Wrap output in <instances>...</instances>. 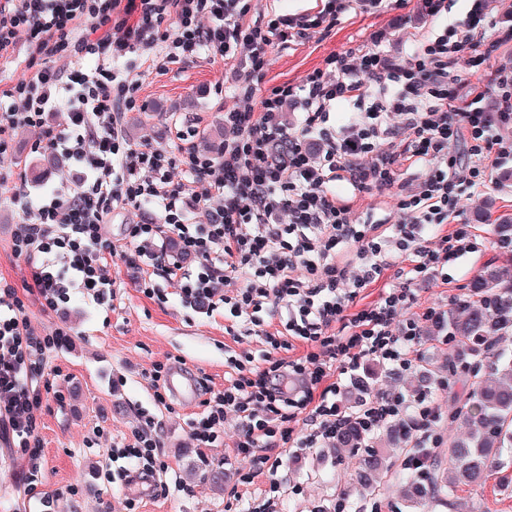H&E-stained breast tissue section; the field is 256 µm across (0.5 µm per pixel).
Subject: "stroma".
<instances>
[{"instance_id": "1", "label": "stroma", "mask_w": 512, "mask_h": 512, "mask_svg": "<svg viewBox=\"0 0 512 512\" xmlns=\"http://www.w3.org/2000/svg\"><path fill=\"white\" fill-rule=\"evenodd\" d=\"M469 8L468 0H448L447 13L435 18L407 16L394 9L375 14L353 11L328 36L274 53L267 81L299 82L330 52L356 46L379 30L388 34L386 51L402 55L408 48V32L428 34L462 23ZM126 70L138 80L139 97L148 104L146 110L127 117L125 131L132 140L169 146L175 122L196 113L202 118L196 141L201 148L211 147L205 133L224 119V96L218 90L224 81L223 61L173 64L159 73L143 74L131 64ZM493 178V184L464 200L461 207L459 221L475 228L477 250L450 267L451 284L423 285L418 307L447 309L453 299L469 293L473 279L485 267L512 271V253H500L493 245L495 224L502 216H512V168L495 170ZM13 189L10 183L0 187V277L19 285L27 266L12 251V231L23 220L22 212L8 200ZM110 274L120 284L112 305L97 304L77 292L54 311H43L35 302L29 306L31 324L38 332L61 328L70 335L68 344L47 359L52 382L65 400L49 403L37 413L43 468L36 492L27 493L22 463L13 459L11 449L0 446V512H38L43 493L58 494L57 512H127L126 499L134 492L139 495L137 512H242L244 502L234 497L233 488L250 464L229 457L237 437L235 420H228L218 447L198 452L190 425L200 406L177 402L167 410L156 405L150 374L155 364L181 361L201 382L220 390L228 356H262L261 337L251 331L249 322L195 314L183 305L177 286L167 281L158 283L164 301L147 298L135 285L137 271L122 261L113 262ZM418 350L412 370L376 366L374 390L408 394L416 369L429 360L444 362L448 347L442 340L425 337ZM142 410L156 413L162 423L159 453L169 469L159 480L169 486L165 497L121 482L110 484L98 476L110 463L112 444L131 438L136 414ZM351 464L348 458L320 459L312 451L288 459L275 476L284 489L281 512H316L320 507L332 512L336 486L346 480ZM214 470L223 471V485L207 480V473ZM346 512H409L405 484L384 477L379 492L354 494ZM433 512H512V457L506 458L501 475L458 492L450 504Z\"/></svg>"}]
</instances>
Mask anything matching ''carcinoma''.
<instances>
[{
	"instance_id": "obj_1",
	"label": "carcinoma",
	"mask_w": 512,
	"mask_h": 512,
	"mask_svg": "<svg viewBox=\"0 0 512 512\" xmlns=\"http://www.w3.org/2000/svg\"><path fill=\"white\" fill-rule=\"evenodd\" d=\"M443 332L448 333V359L420 368L414 392L434 396L442 391V367L459 377L461 392L448 397V424L465 433L448 438V466L432 463L408 477L412 509L429 510L449 501L461 487L483 484L501 465L504 451H512V351L501 346L512 333V276L504 269L486 268L472 293L449 304L425 335ZM386 437L395 448L412 447L404 422L388 425ZM368 441L366 432L352 422L332 445L336 458L347 453L354 458L347 484L337 488L342 501H349L354 490L375 492L381 474L392 472L387 452L366 447Z\"/></svg>"
}]
</instances>
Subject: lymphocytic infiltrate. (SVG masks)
I'll list each match as a JSON object with an SVG mask.
<instances>
[{"instance_id":"obj_1","label":"lymphocytic infiltrate","mask_w":512,"mask_h":512,"mask_svg":"<svg viewBox=\"0 0 512 512\" xmlns=\"http://www.w3.org/2000/svg\"><path fill=\"white\" fill-rule=\"evenodd\" d=\"M465 34L446 26L415 45L406 59L382 48L385 32L327 55L323 66L297 83L266 82L271 55L315 35L326 36L355 8L416 9L439 16L448 0H316L314 10L255 14L252 0H0V57L25 36L24 77L0 87V157L10 154L20 127L41 129L38 148L67 156L80 175L67 190L33 203L21 190L10 201L24 215L12 251L25 260L22 285L0 279V441L19 449L29 484H36L43 449L35 413L62 401L45 376L49 352L68 341L64 330L41 335L31 327L27 301L56 309L71 291L101 302L115 296L113 257L139 270L137 288L160 297L154 272L177 282L185 307L256 320L275 309L280 327L263 332L262 364L232 359L223 389L205 388L191 423L197 448L215 447L228 416L239 421L233 457L251 459L238 484L277 473L288 455L325 448L343 427L358 422L367 433L411 419L420 455L403 465L419 470L437 442L436 405L384 394L350 413L340 397L365 361L402 369L412 365L435 307L415 309V284L447 279L448 267L476 249L471 225L459 223L469 190L485 187L512 162V26H500L494 0H471ZM137 58L143 70L221 58L236 77L224 88V144L217 156L201 153L196 122L176 127L166 148L130 141L122 128L137 108L138 82L121 61ZM67 58L71 70L53 66ZM301 118L289 125V106ZM347 110L336 124L338 110ZM63 113L50 126L46 115ZM182 168L184 179L173 182ZM416 171L415 189L400 182ZM395 192L390 235L377 221L351 222L350 191ZM200 197L206 221H186L189 198ZM158 206L163 221L125 224L117 251L110 226L115 213ZM456 220L438 247L427 228ZM176 234L195 269L154 250L164 230ZM355 247L361 262L350 273L338 251ZM403 261L392 269L387 254ZM378 295L364 302L363 294ZM297 351L294 359L282 351ZM161 423L141 412L130 441L114 446L117 471L167 472L157 434Z\"/></svg>"}]
</instances>
